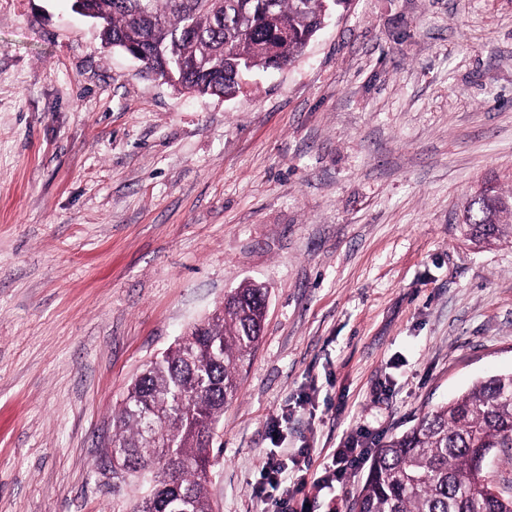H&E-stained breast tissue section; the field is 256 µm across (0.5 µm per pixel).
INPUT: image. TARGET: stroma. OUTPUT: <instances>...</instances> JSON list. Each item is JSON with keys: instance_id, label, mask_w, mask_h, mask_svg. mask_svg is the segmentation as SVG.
<instances>
[{"instance_id": "obj_1", "label": "stroma", "mask_w": 512, "mask_h": 512, "mask_svg": "<svg viewBox=\"0 0 512 512\" xmlns=\"http://www.w3.org/2000/svg\"><path fill=\"white\" fill-rule=\"evenodd\" d=\"M72 0H0V512H125L112 414L248 282L260 345L218 425L214 512L281 422L331 462L512 372V237L459 226L512 193V0H350L233 97L181 93ZM368 472L309 512H349ZM506 196L494 187H486L475 195L467 209L465 226L467 235L478 242H491L504 235V224H509L512 211L504 203Z\"/></svg>"}]
</instances>
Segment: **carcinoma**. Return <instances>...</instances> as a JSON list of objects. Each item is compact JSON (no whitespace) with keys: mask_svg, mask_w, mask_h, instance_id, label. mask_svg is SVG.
<instances>
[{"mask_svg":"<svg viewBox=\"0 0 512 512\" xmlns=\"http://www.w3.org/2000/svg\"><path fill=\"white\" fill-rule=\"evenodd\" d=\"M348 0H78L101 40L186 93L235 95L241 78L290 62ZM486 187L468 206L467 235L491 242L512 219ZM267 293L254 283L224 297L127 389L112 418V472L140 480L127 512H212L210 429L240 394V369L257 349ZM512 448V373L490 376L424 414L374 450L351 512H512L476 459Z\"/></svg>","mask_w":512,"mask_h":512,"instance_id":"1","label":"carcinoma"}]
</instances>
